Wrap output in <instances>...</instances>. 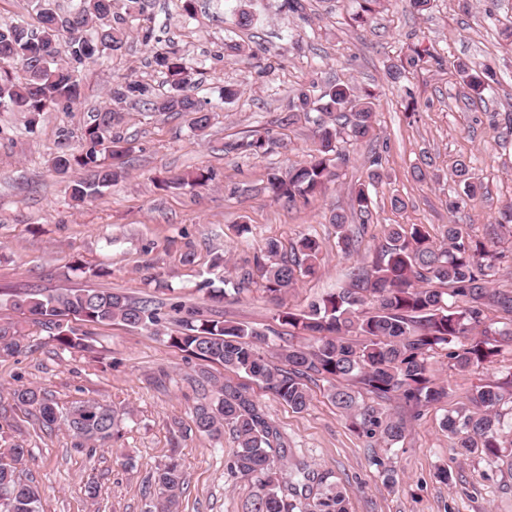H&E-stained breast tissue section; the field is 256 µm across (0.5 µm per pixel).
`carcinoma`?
Returning <instances> with one entry per match:
<instances>
[{"label": "carcinoma", "mask_w": 512, "mask_h": 512, "mask_svg": "<svg viewBox=\"0 0 512 512\" xmlns=\"http://www.w3.org/2000/svg\"><path fill=\"white\" fill-rule=\"evenodd\" d=\"M113 0H73L64 15L44 0L37 10L34 29L21 21L0 23V110L26 112L30 124L48 109L71 106L81 95L75 79L85 63L105 51L121 49L126 28L112 23ZM439 60L428 47L417 45L388 70L392 82L406 78L430 60ZM157 68L168 78V89L157 93L141 80L126 77L109 89L116 104L141 101L156 112L191 115L190 128L204 131L210 124L211 101L192 93V64L174 51L153 54ZM468 90L482 99L497 82L488 64L479 69L462 61L448 63ZM373 95L350 84L337 83L312 99L300 92L290 111L301 112L317 126L318 143L308 163L268 178V191L293 202L315 197L337 178V168L348 161L338 147L344 138L361 141L372 130ZM113 108L94 112L85 125L81 145L58 142L51 158L55 173L68 179L77 203L100 194L123 175V158L130 148L113 130L121 123ZM451 176L457 197L473 200L482 189L472 173L471 161L456 160ZM371 198L366 186L352 197V209L361 224L371 218ZM342 250H353L347 218L334 214ZM321 247L304 236L293 256L280 254L277 242L267 241L255 257L265 279L264 290L277 296L294 287L299 278L313 276ZM503 255L495 243L470 236L460 224L444 225L442 241L435 242L421 224H390L376 259L349 273L347 286L338 288L301 310H279L275 320L309 336L307 345L280 346L277 360L262 354L257 343L266 336L241 324L205 319L187 311L181 331L169 336L172 345L196 358L219 363L232 371L264 383L293 411L308 409V383H329L328 396L349 420L351 430L389 445L404 441L407 422L392 417L383 403L399 399L419 416V408L447 395V386L432 379V359L440 355L461 371L478 370L498 355L501 345L512 343V290L495 287ZM252 274L243 271L224 277L229 290L249 289ZM373 303L372 310L365 306ZM13 308L31 317L48 338L70 353L92 350L86 334L70 325L71 319L107 324L120 320L133 327L160 333V305L150 299L135 300L122 293L93 288L69 289L61 294L31 293L10 300ZM505 319L495 326L488 313ZM25 348V334L16 324H0V356H14ZM212 398L192 412L195 430L213 440L229 427L237 443L230 468L254 480L251 512H348L347 500L330 473H314L302 465L282 464L287 444L278 427L242 387L215 380ZM512 395V379L478 387L468 406L448 416L444 428L454 447L464 453L481 449L491 462L500 459L498 426L501 406ZM13 400L38 411L42 425L58 421L57 410L42 390L22 386L12 390ZM123 412L99 402H79L65 417L75 447L104 445L118 432ZM26 449L18 444L0 448V512H40V491L25 482L17 467ZM154 483L157 497L149 512H177L184 489L180 463L171 459L158 468Z\"/></svg>", "instance_id": "obj_1"}]
</instances>
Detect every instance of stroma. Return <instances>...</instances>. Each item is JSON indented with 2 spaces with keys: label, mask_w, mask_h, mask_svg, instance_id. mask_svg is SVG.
Instances as JSON below:
<instances>
[{
  "label": "stroma",
  "mask_w": 512,
  "mask_h": 512,
  "mask_svg": "<svg viewBox=\"0 0 512 512\" xmlns=\"http://www.w3.org/2000/svg\"><path fill=\"white\" fill-rule=\"evenodd\" d=\"M146 23L160 47L190 59L198 96L217 108L205 134L191 131L189 117L121 104L116 133L129 146L126 175L83 204L70 197L50 158L60 131L78 146L91 112L110 105L112 83L133 76L167 90L150 46L131 35L123 47L86 63L78 73L82 96L71 108H54L30 121L24 112H0V324L21 320L9 306L12 294H55L69 288H109L137 299L176 300L208 315L266 333L260 350L275 353L287 326L275 321L279 307L300 309L343 287L353 267L371 263L390 224H421L441 240L449 222L483 238L512 205V44L502 32L512 26V0H432L424 13L407 0H304V13L289 12L284 0H148ZM254 14L237 26L241 12ZM434 47L440 56L401 83L388 66L409 46ZM489 64L498 82L483 101L467 99L448 64ZM344 82L372 92L376 113L369 141L342 146L349 160L337 179L309 203L288 204L269 194L271 173L306 164L315 147V126L304 117L287 123L289 103L299 92L319 95ZM237 97L222 102L224 87ZM269 139L266 153L235 145L249 136ZM382 157L383 180L371 190L372 219L360 227L351 193L367 183L374 155ZM462 156L473 161L480 195L453 208L451 167ZM425 179H417L415 170ZM209 170L202 187H163V180ZM405 206H391L392 196ZM347 215L357 244L344 253L331 218ZM321 245L316 276L272 300L262 285L223 302L209 300L199 285L224 286L228 268L253 265L266 240L290 248L302 236ZM103 267L107 276L73 272L75 263ZM27 347L0 357V438L27 448L17 470L41 491L40 512H148L159 466L176 457L185 491L179 512H247L255 486L232 473V432L213 440L193 428L192 408L201 400L203 373L247 388L288 442L287 462H306L332 473L350 512H512V430L497 462L474 451L462 454L443 428L481 384L512 377V346H502L477 371H458L444 357L434 364L448 395L423 406L403 442L389 446L358 435L327 395L326 382L309 386L310 405L294 412L265 385L222 365L186 357L167 337L120 321L91 326L93 349H59L32 323ZM36 386L59 410L86 400L124 408L119 437L104 446L78 449L63 424L45 428L37 413L16 405L10 392ZM395 470L396 486L380 472ZM96 483V498L84 492Z\"/></svg>",
  "instance_id": "obj_1"
}]
</instances>
